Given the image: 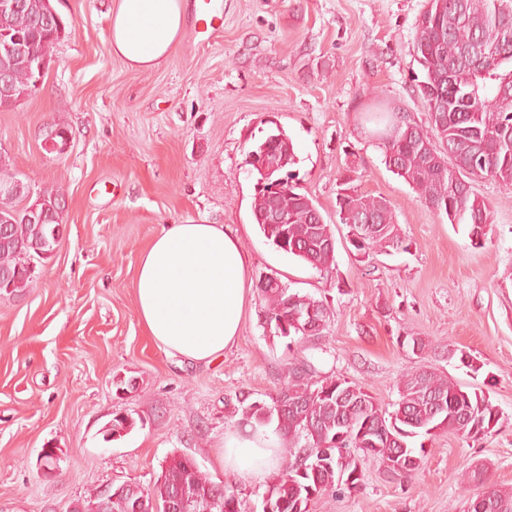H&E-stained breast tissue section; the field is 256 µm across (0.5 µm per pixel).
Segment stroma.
Listing matches in <instances>:
<instances>
[{"label":"stroma","mask_w":512,"mask_h":512,"mask_svg":"<svg viewBox=\"0 0 512 512\" xmlns=\"http://www.w3.org/2000/svg\"><path fill=\"white\" fill-rule=\"evenodd\" d=\"M224 23L208 41L185 28L169 57L131 67L109 47L113 0H52L66 23L39 86L0 110V155L34 190L65 198V233L23 295H0V512H67L106 485L153 487L166 459L185 455L216 482L224 434L242 429L228 400L268 399L290 363L361 386L381 406L401 376L429 363L501 412L496 432L474 441L453 431L424 439L422 465L387 478L365 463L358 489L314 500L309 512H466L462 470L483 467L512 492V184L478 178L494 207L481 243L421 202L387 170L359 124L373 96L418 124L414 53L426 0H223ZM64 153L47 151L52 124ZM279 124L291 137L299 186L332 224L336 268L326 277L275 250L252 214L255 179L244 164L255 138ZM363 170L359 189L397 206L408 250L357 261L336 214L338 176ZM237 230L250 277H278L326 300L322 338L288 345L264 329L252 297L222 358L168 354L136 311L144 251L165 224ZM429 344L425 356L403 347ZM133 381L117 394L116 380ZM134 427L104 436L115 415ZM57 448L56 473L40 468Z\"/></svg>","instance_id":"stroma-1"}]
</instances>
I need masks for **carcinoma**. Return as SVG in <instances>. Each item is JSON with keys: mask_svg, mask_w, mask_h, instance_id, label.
<instances>
[{"mask_svg": "<svg viewBox=\"0 0 512 512\" xmlns=\"http://www.w3.org/2000/svg\"><path fill=\"white\" fill-rule=\"evenodd\" d=\"M18 7L0 11V77L13 86H32L38 62L50 63L51 50L60 40L52 35L55 20L44 0H17ZM16 36L24 43L5 50ZM414 52L423 70L418 91L428 112V127L404 121L395 109L377 105L362 112L368 130L382 151L386 168L402 178L418 198L443 213L450 224L469 226V235H487L493 225V207L459 180L492 177L512 183V0H427L416 24ZM414 131L407 132L408 126ZM297 155L283 129H271L253 143L245 158L248 172L264 188L255 192L253 217L274 204L286 216L285 224H259L267 241L323 275L336 266V243L331 225L317 220L319 209L300 192ZM362 174L347 167L338 178L337 213L341 223L357 231L352 254L370 264L389 250L406 249L395 206L389 200L359 192ZM19 198L0 195V214L13 218L0 233V293L19 296L35 282L32 267L48 259L56 244V222L33 224L15 203ZM263 303L264 324L276 336L295 344L323 336L330 319L328 304L292 290L267 277L257 285ZM399 399L392 409L379 406L361 387L336 376L317 377L305 362L288 368L287 382L270 401L237 397L235 411L256 428L271 424L299 440L304 447L323 452L318 460L284 461L262 499L272 512H308V504L331 491L341 494L359 486L360 465L380 466L401 458L418 463L389 478L407 477L421 466L422 457L410 446L413 439L431 437L448 429L477 441L494 432L500 417L485 394L467 391L427 367L403 375ZM490 490L497 512H512V494L467 471L462 483L474 503L479 492L467 484ZM110 512H136L155 499L159 507L186 492L187 512H243L232 482L219 486L184 455L167 461L153 488L125 483Z\"/></svg>", "mask_w": 512, "mask_h": 512, "instance_id": "obj_1", "label": "carcinoma"}]
</instances>
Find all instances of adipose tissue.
Segmentation results:
<instances>
[{
	"mask_svg": "<svg viewBox=\"0 0 512 512\" xmlns=\"http://www.w3.org/2000/svg\"><path fill=\"white\" fill-rule=\"evenodd\" d=\"M181 0H114L110 47L128 63L151 68L166 59L182 33ZM251 290L240 236L223 224H169L142 256L136 308L167 353L195 361L221 356L237 338ZM284 447L274 426L233 430L221 460L246 482L277 472Z\"/></svg>",
	"mask_w": 512,
	"mask_h": 512,
	"instance_id": "obj_1",
	"label": "adipose tissue"
}]
</instances>
